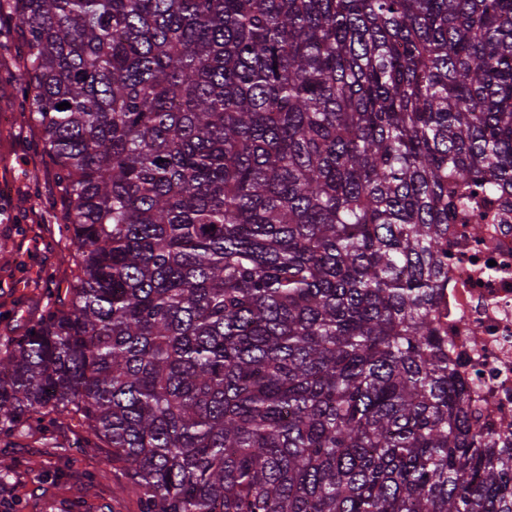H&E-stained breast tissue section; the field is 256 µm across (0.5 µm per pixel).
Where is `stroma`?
<instances>
[{"label": "stroma", "instance_id": "stroma-1", "mask_svg": "<svg viewBox=\"0 0 512 512\" xmlns=\"http://www.w3.org/2000/svg\"><path fill=\"white\" fill-rule=\"evenodd\" d=\"M10 113L0 129V345L22 335L48 306V289L67 287L71 269L63 263L67 241L49 226V210L59 203L38 132L17 110L12 84L0 83V113ZM40 170L39 183L24 173ZM77 424L30 430L0 438V512H139L126 479L100 469L97 451L84 447Z\"/></svg>", "mask_w": 512, "mask_h": 512}]
</instances>
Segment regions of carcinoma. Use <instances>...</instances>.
<instances>
[{
    "label": "carcinoma",
    "mask_w": 512,
    "mask_h": 512,
    "mask_svg": "<svg viewBox=\"0 0 512 512\" xmlns=\"http://www.w3.org/2000/svg\"><path fill=\"white\" fill-rule=\"evenodd\" d=\"M5 21L72 280L0 348V432L77 423L140 512H512L437 311L448 225L512 196V0Z\"/></svg>",
    "instance_id": "1"
}]
</instances>
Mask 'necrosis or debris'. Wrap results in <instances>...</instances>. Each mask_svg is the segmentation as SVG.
I'll return each instance as SVG.
<instances>
[{
	"label": "necrosis or debris",
	"instance_id": "1",
	"mask_svg": "<svg viewBox=\"0 0 512 512\" xmlns=\"http://www.w3.org/2000/svg\"><path fill=\"white\" fill-rule=\"evenodd\" d=\"M496 262L497 275L487 273ZM448 346L469 387L481 425L494 431L512 418V206L486 219L448 227V286L439 299Z\"/></svg>",
	"mask_w": 512,
	"mask_h": 512
}]
</instances>
